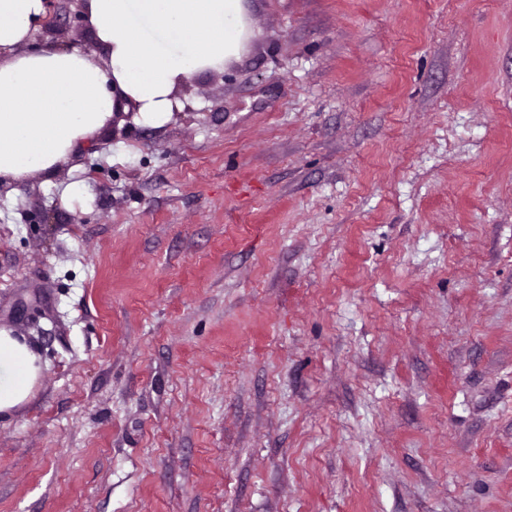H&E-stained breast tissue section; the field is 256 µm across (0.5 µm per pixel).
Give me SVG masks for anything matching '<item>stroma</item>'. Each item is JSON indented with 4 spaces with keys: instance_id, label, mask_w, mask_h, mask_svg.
Wrapping results in <instances>:
<instances>
[{
    "instance_id": "1",
    "label": "stroma",
    "mask_w": 512,
    "mask_h": 512,
    "mask_svg": "<svg viewBox=\"0 0 512 512\" xmlns=\"http://www.w3.org/2000/svg\"><path fill=\"white\" fill-rule=\"evenodd\" d=\"M57 6L25 51L94 43ZM248 9L0 196V512H512V0ZM42 370L41 358L25 336L0 329V415L29 401Z\"/></svg>"
}]
</instances>
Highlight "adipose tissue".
Masks as SVG:
<instances>
[{
  "mask_svg": "<svg viewBox=\"0 0 512 512\" xmlns=\"http://www.w3.org/2000/svg\"><path fill=\"white\" fill-rule=\"evenodd\" d=\"M86 10L100 53L25 52L45 0H0V177L53 174L124 99L162 125L176 87L238 59L247 37L246 0H87ZM42 370L26 337L0 329V415L29 401Z\"/></svg>",
  "mask_w": 512,
  "mask_h": 512,
  "instance_id": "ef3b65f1",
  "label": "adipose tissue"
}]
</instances>
